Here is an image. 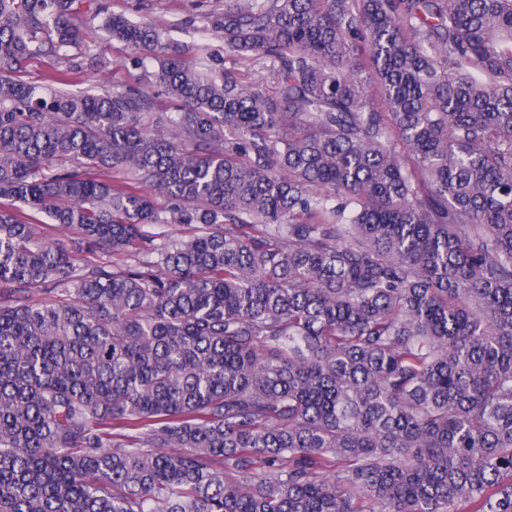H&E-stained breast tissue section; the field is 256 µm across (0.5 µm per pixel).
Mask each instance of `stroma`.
Listing matches in <instances>:
<instances>
[{"label": "stroma", "instance_id": "1", "mask_svg": "<svg viewBox=\"0 0 512 512\" xmlns=\"http://www.w3.org/2000/svg\"><path fill=\"white\" fill-rule=\"evenodd\" d=\"M224 0H90L88 7L75 16L74 23L84 31L82 41L71 46L69 55L86 63L76 75L71 91L98 92L101 82L114 86L148 87L151 91L150 109L154 112L174 111L176 104L156 83L152 67L135 65L134 53L124 43L104 41L94 35L103 17L115 14L132 21L153 22L166 28L170 38L187 50L188 58L220 55L224 41L207 28V18Z\"/></svg>", "mask_w": 512, "mask_h": 512}]
</instances>
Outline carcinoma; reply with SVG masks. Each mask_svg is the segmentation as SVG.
I'll use <instances>...</instances> for the list:
<instances>
[{
    "label": "carcinoma",
    "mask_w": 512,
    "mask_h": 512,
    "mask_svg": "<svg viewBox=\"0 0 512 512\" xmlns=\"http://www.w3.org/2000/svg\"><path fill=\"white\" fill-rule=\"evenodd\" d=\"M82 3L0 0V512H512V0H224L272 96L110 15L155 122ZM57 66L54 59L41 57L27 62L19 75L24 82L49 86L53 83L52 75Z\"/></svg>",
    "instance_id": "cac0c4a2"
}]
</instances>
